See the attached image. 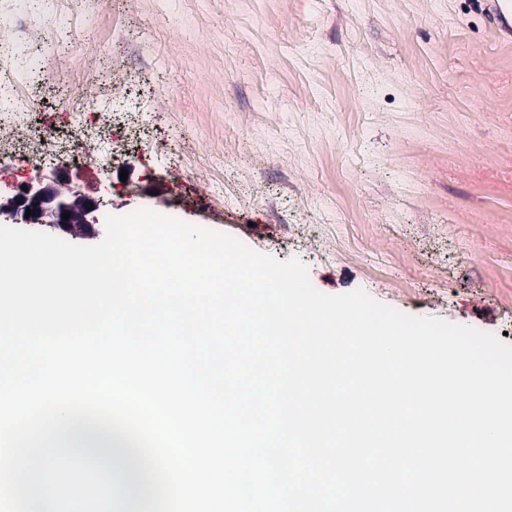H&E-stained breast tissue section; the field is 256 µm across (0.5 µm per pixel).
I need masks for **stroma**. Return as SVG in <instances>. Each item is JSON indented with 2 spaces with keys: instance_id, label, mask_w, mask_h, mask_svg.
<instances>
[{
  "instance_id": "1",
  "label": "stroma",
  "mask_w": 512,
  "mask_h": 512,
  "mask_svg": "<svg viewBox=\"0 0 512 512\" xmlns=\"http://www.w3.org/2000/svg\"><path fill=\"white\" fill-rule=\"evenodd\" d=\"M485 0H0L25 15L32 132L100 113L122 145L101 214L236 238L313 286L512 346V34ZM136 103L139 117L113 111Z\"/></svg>"
}]
</instances>
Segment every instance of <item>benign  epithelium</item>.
Instances as JSON below:
<instances>
[{
	"instance_id": "obj_1",
	"label": "benign epithelium",
	"mask_w": 512,
	"mask_h": 512,
	"mask_svg": "<svg viewBox=\"0 0 512 512\" xmlns=\"http://www.w3.org/2000/svg\"><path fill=\"white\" fill-rule=\"evenodd\" d=\"M102 200L73 193L65 196L57 187L42 180L31 182L27 190H19L12 197L0 201V218L15 224H41L55 230L70 232L75 227H87L96 223L89 216L99 210ZM30 216H25L26 210ZM70 212L69 219L62 218V213Z\"/></svg>"
}]
</instances>
